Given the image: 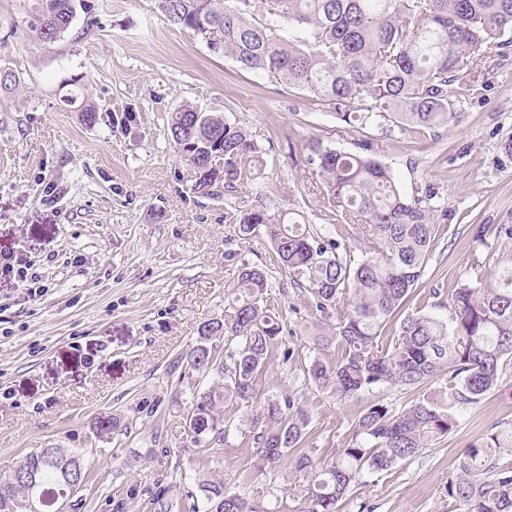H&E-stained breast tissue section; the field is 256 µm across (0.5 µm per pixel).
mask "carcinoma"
<instances>
[{
    "instance_id": "cac0c4a2",
    "label": "carcinoma",
    "mask_w": 512,
    "mask_h": 512,
    "mask_svg": "<svg viewBox=\"0 0 512 512\" xmlns=\"http://www.w3.org/2000/svg\"><path fill=\"white\" fill-rule=\"evenodd\" d=\"M158 8L238 67L305 92L351 127L374 120L429 129L457 117L454 102L483 86L476 71L512 33V0H158ZM74 16V0H45L32 32L53 44ZM287 27L303 38L283 37ZM169 134L194 173L193 192L230 194L253 180L246 161L260 147L239 124L186 107L171 114ZM312 153L324 203L336 216V237L286 224L262 206L230 215L245 239L264 227L290 284L308 294L317 311L333 310L351 295L332 335L315 338L319 346L336 343L340 359L330 369L314 361L309 376L347 397L385 385H437L398 413L379 401L365 406L349 444L328 462L305 451L295 457L296 471L308 480L303 512H339L354 488L453 433L461 410L493 393L512 364V224H483L474 235L485 248L489 232L506 245L490 251L494 281L478 274L448 301L405 316L439 228L437 192L428 185L406 195L367 144L354 153L318 144ZM343 233L364 245L361 257L338 240ZM236 288L232 314L201 323L187 355L192 370L215 376L208 389L190 392L187 408L191 438L202 447L224 441L218 408L254 399L282 333L281 321L263 305L264 270L243 265ZM215 336L224 337V351L213 347ZM308 424L291 395L267 399L252 422L261 469L279 472L300 449ZM77 465L86 480L84 449L43 448L9 467L12 478L2 479L1 470L0 512H21L31 497L42 501L41 512H55L64 499L74 512L69 477ZM198 488L201 497L190 512H260L222 482L202 480ZM445 492L452 512H512V423L467 444Z\"/></svg>"
}]
</instances>
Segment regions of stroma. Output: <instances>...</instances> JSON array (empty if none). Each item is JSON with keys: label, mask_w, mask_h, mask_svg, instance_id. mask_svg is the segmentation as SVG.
Masks as SVG:
<instances>
[{"label": "stroma", "mask_w": 512, "mask_h": 512, "mask_svg": "<svg viewBox=\"0 0 512 512\" xmlns=\"http://www.w3.org/2000/svg\"><path fill=\"white\" fill-rule=\"evenodd\" d=\"M94 4L45 45L30 30L43 0H0V66L20 78L0 94V251L21 253L43 288L32 298L0 278V468L43 448H83L91 466L81 512H160L161 494L188 512L186 495L203 478L249 497L276 485L277 497L260 499L263 512H297L307 480L290 464L260 473L255 405L226 403L228 433L205 448L185 426L191 388L214 377L184 359L198 326L229 313L242 264L267 272V301L292 352L263 372L257 402L292 395L309 415L302 446L315 458L347 446L370 400L398 412L421 392L381 386L340 398L309 381L313 360L331 366L340 356L313 342L337 315L290 285L264 231L242 238L224 214L262 203L327 229L333 215L310 147L351 153L368 143L406 193L432 185L448 210L405 312L448 294L485 261L472 244L476 225L512 224V155L502 149L512 137V45L487 60V85L456 104L459 119L350 127L303 91L239 69L170 25L156 0ZM88 103L97 109L90 124ZM184 106L220 113L257 141L256 179L231 199L191 192V170L168 136L171 112ZM105 416L118 424L108 439L94 432ZM503 422H512V367L455 432L354 489L342 512H448L445 488L463 446Z\"/></svg>", "instance_id": "1"}]
</instances>
